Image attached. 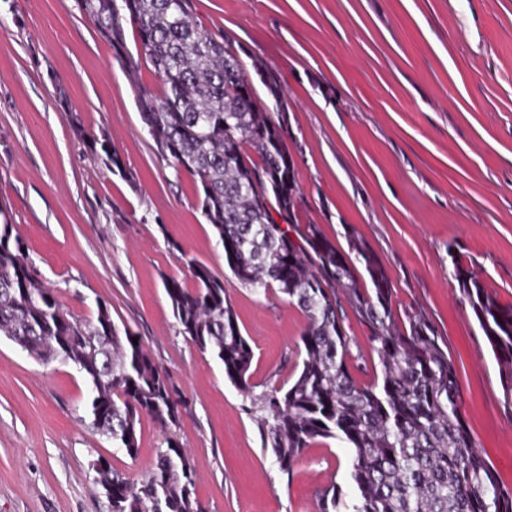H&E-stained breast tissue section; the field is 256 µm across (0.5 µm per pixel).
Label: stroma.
<instances>
[{
  "mask_svg": "<svg viewBox=\"0 0 512 512\" xmlns=\"http://www.w3.org/2000/svg\"><path fill=\"white\" fill-rule=\"evenodd\" d=\"M198 21L263 62L287 90L299 222L340 249L353 227L379 257L398 316L420 313L448 345L460 410L476 448L512 487V411L498 366L450 275L458 254L512 303V0H194ZM131 74L78 0H0V209L59 302L92 321L107 303L182 397L177 423L143 417L136 456L87 423V387L0 336V512H109L90 463L131 480L174 437L196 465L210 512H317L318 492L352 498L351 454L337 439L307 448L291 474L264 448L258 396L291 384L306 320L279 292L242 287L176 173L146 133ZM104 132L126 173L86 136ZM224 282L254 351L251 394L184 336L164 283L192 287L179 254ZM344 326L359 382L378 357L353 310Z\"/></svg>",
  "mask_w": 512,
  "mask_h": 512,
  "instance_id": "35a3bbf8",
  "label": "stroma"
}]
</instances>
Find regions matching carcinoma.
<instances>
[{
  "mask_svg": "<svg viewBox=\"0 0 512 512\" xmlns=\"http://www.w3.org/2000/svg\"><path fill=\"white\" fill-rule=\"evenodd\" d=\"M79 2L130 69L145 66L159 79V92L135 85L141 119L152 128L157 150L200 183L201 214L236 280L255 293L278 290L306 318L297 377L259 397L263 445L279 470L290 474L307 448L339 438L351 450L354 496L347 501L332 485L321 491L318 512H512V487L499 483L462 418L448 345L421 315L399 321L385 269L352 227L344 226L346 253L321 225L299 223L300 189L279 78L256 67L272 106L258 101L238 54L197 21L193 0ZM87 141L93 154L104 153L112 173H124L105 134L92 133ZM24 248L3 219L0 336L24 345L43 365L82 364L79 372L93 389L91 428L136 455L143 416L162 426L179 417L176 390L129 329L116 326L106 305L98 306L94 322L66 311ZM183 261L194 287L165 282L181 333L251 393L254 352L224 281L196 258ZM451 262L498 365L503 403L512 409V304L500 302L460 257ZM346 304L368 325L377 353L380 376L367 385L351 372ZM196 480L191 456L170 438L143 479L132 482L108 463L94 484L111 512H208Z\"/></svg>",
  "mask_w": 512,
  "mask_h": 512,
  "instance_id": "obj_1",
  "label": "carcinoma"
}]
</instances>
